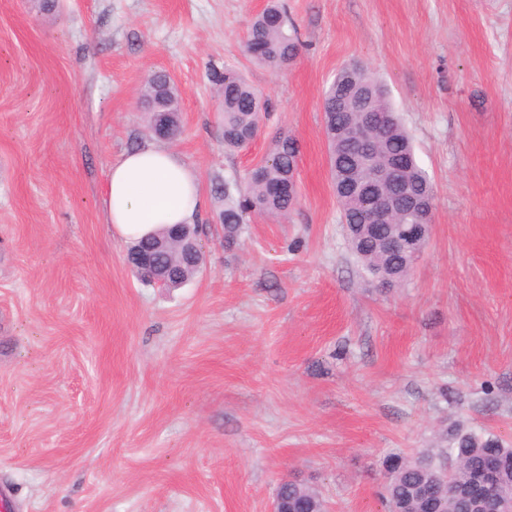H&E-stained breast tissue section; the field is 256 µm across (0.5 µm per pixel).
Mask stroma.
Here are the masks:
<instances>
[{"label": "stroma", "instance_id": "1", "mask_svg": "<svg viewBox=\"0 0 512 512\" xmlns=\"http://www.w3.org/2000/svg\"><path fill=\"white\" fill-rule=\"evenodd\" d=\"M268 0H0V491L11 512H271L294 477L326 512H386L383 460L462 423L512 442V0H284L301 47L245 51ZM360 62L389 88L436 209L409 276L351 255L322 97ZM268 108L224 146L211 79ZM180 94L168 146L203 191L199 272L145 285L101 198L154 140L147 77ZM281 133L298 203L224 243L219 180Z\"/></svg>", "mask_w": 512, "mask_h": 512}]
</instances>
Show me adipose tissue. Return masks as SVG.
<instances>
[{
    "instance_id": "adipose-tissue-1",
    "label": "adipose tissue",
    "mask_w": 512,
    "mask_h": 512,
    "mask_svg": "<svg viewBox=\"0 0 512 512\" xmlns=\"http://www.w3.org/2000/svg\"><path fill=\"white\" fill-rule=\"evenodd\" d=\"M102 203L113 236L132 243L166 226L194 223L202 190L195 171L173 150L151 144L113 164Z\"/></svg>"
}]
</instances>
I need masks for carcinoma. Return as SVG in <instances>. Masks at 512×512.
<instances>
[{
	"mask_svg": "<svg viewBox=\"0 0 512 512\" xmlns=\"http://www.w3.org/2000/svg\"><path fill=\"white\" fill-rule=\"evenodd\" d=\"M299 36L295 27L288 24L284 8L278 0H272L261 13L254 17L248 29L246 51L257 62L271 69H281L293 63L298 55ZM215 82L224 97V145L237 149L252 141L257 135L266 110L261 97L239 74L224 70L215 75ZM143 98L147 111L173 112L179 105L178 90L163 72L149 76ZM368 100L375 118V151L379 158L401 162L405 168L404 182L380 183V188L392 192L399 206L410 212L416 200L424 197L435 202L431 179L415 159L411 137L395 112L384 84L359 65L347 66L336 74L323 98L325 120L330 131V163L333 176L342 172L356 180L359 187L369 184V173L358 163V146L350 141L351 131L363 121L360 105ZM299 146L288 134L276 137L267 158L253 170L245 188L224 182V210L220 213L224 224V243L237 242L242 224L252 213L274 218H286L296 204V195L288 191V173L296 164ZM337 202L345 224L363 223L361 213L369 202L367 197L338 194ZM375 224L373 232L365 233L355 242L352 253L362 268L373 277L392 279L400 283L411 270L414 260L408 252L389 253L381 245L379 237L393 234L408 225ZM154 263L160 269L180 271V277H193L197 269L181 263L174 251H156ZM446 445L432 448L416 457H396L386 461L387 477L382 499L387 512L402 499L412 496L416 488L432 475V469L448 473L455 484L467 481L469 471L489 469L499 464L500 449L512 447L500 437L478 432L457 424L446 430L442 438ZM276 495L289 504L309 512L322 506L319 493L302 483H283Z\"/></svg>",
	"mask_w": 512,
	"mask_h": 512,
	"instance_id": "1",
	"label": "carcinoma"
}]
</instances>
